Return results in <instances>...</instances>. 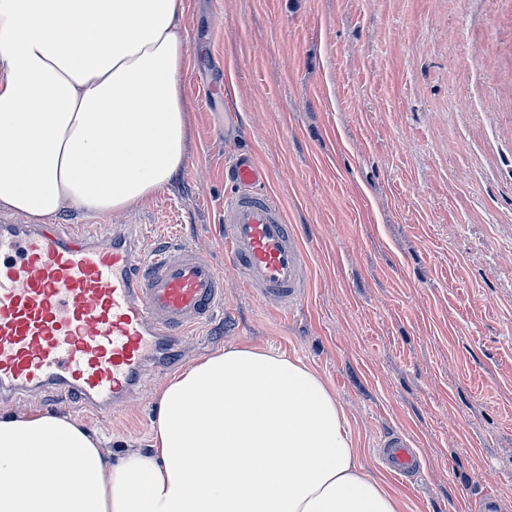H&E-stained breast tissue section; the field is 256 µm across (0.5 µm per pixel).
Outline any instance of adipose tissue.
Segmentation results:
<instances>
[{
	"label": "adipose tissue",
	"mask_w": 512,
	"mask_h": 512,
	"mask_svg": "<svg viewBox=\"0 0 512 512\" xmlns=\"http://www.w3.org/2000/svg\"><path fill=\"white\" fill-rule=\"evenodd\" d=\"M183 0H0V207L147 204L189 139ZM150 447L0 414V512H398L318 373L230 346L161 389Z\"/></svg>",
	"instance_id": "1"
}]
</instances>
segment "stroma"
<instances>
[{
    "label": "stroma",
    "instance_id": "35a3bbf8",
    "mask_svg": "<svg viewBox=\"0 0 512 512\" xmlns=\"http://www.w3.org/2000/svg\"><path fill=\"white\" fill-rule=\"evenodd\" d=\"M184 4L183 166L147 205L55 221L98 238L133 222L148 250L194 244L224 274V312L110 418L48 393L0 412H62L113 449L145 448L160 388L190 362L270 348L322 377L400 512L512 496V0ZM237 152L265 170L309 252L294 310L263 305L226 270ZM391 429L423 458L416 486L377 457Z\"/></svg>",
    "mask_w": 512,
    "mask_h": 512
}]
</instances>
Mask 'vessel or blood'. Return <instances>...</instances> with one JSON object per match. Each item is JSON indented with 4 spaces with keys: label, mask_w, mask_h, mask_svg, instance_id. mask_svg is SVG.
<instances>
[{
    "label": "vessel or blood",
    "mask_w": 512,
    "mask_h": 512,
    "mask_svg": "<svg viewBox=\"0 0 512 512\" xmlns=\"http://www.w3.org/2000/svg\"><path fill=\"white\" fill-rule=\"evenodd\" d=\"M231 178L226 265L259 302L294 308L310 286L308 255L251 156L235 158ZM223 307V275L187 243L147 253L121 227L103 241L73 224L0 216V399L52 390L109 411L137 392L154 354ZM378 455L406 484L422 466L395 431Z\"/></svg>",
    "instance_id": "vessel-or-blood-1"
}]
</instances>
